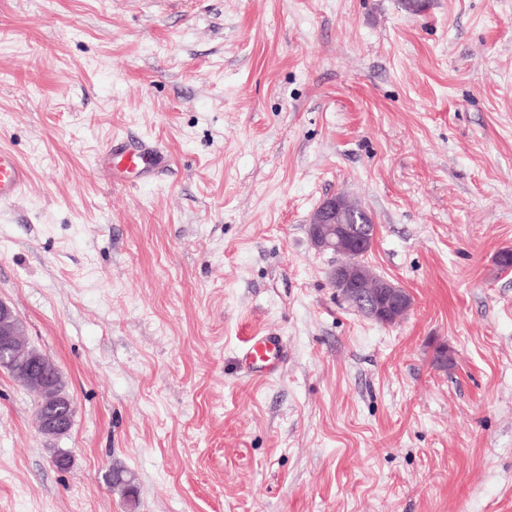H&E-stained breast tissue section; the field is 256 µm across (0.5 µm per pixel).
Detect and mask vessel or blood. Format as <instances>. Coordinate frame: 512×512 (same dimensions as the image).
Here are the masks:
<instances>
[{"label":"vessel or blood","mask_w":512,"mask_h":512,"mask_svg":"<svg viewBox=\"0 0 512 512\" xmlns=\"http://www.w3.org/2000/svg\"><path fill=\"white\" fill-rule=\"evenodd\" d=\"M171 158L156 141L136 138H115L97 156L96 164L109 175L125 172L143 181H152L166 172ZM29 182V170L8 148L0 147V205L13 203ZM282 338L274 333L255 337L243 349L245 363L265 376L272 371L273 359L279 358Z\"/></svg>","instance_id":"1"}]
</instances>
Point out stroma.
I'll return each instance as SVG.
<instances>
[{
    "label": "stroma",
    "instance_id": "1",
    "mask_svg": "<svg viewBox=\"0 0 512 512\" xmlns=\"http://www.w3.org/2000/svg\"><path fill=\"white\" fill-rule=\"evenodd\" d=\"M127 133L171 168L113 185ZM0 145V300L75 406L0 370V512H512V0H0ZM337 193L395 326L310 243ZM29 182V170L8 148L0 147V205L13 203ZM329 280L345 301L381 325L399 324L413 304L405 288L375 276L364 262L336 264L329 272ZM282 350V338L274 333L255 337L252 342L243 349L242 357L245 363L258 376L268 377V373L274 370L275 366L268 363L271 359H279Z\"/></svg>",
    "mask_w": 512,
    "mask_h": 512
}]
</instances>
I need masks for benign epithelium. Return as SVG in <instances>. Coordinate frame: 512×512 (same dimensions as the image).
Here are the masks:
<instances>
[{
  "label": "benign epithelium",
  "instance_id": "benign-epithelium-1",
  "mask_svg": "<svg viewBox=\"0 0 512 512\" xmlns=\"http://www.w3.org/2000/svg\"><path fill=\"white\" fill-rule=\"evenodd\" d=\"M368 213L338 193L323 201L309 225L312 246L320 252L351 256L370 251L375 236L365 222ZM336 292L365 317L395 326L408 314L412 297L402 286L374 275L364 262L338 263L329 272ZM0 366L23 373L28 390L35 394L38 431L51 435L71 427L72 401L56 390V372L44 356L29 351L23 326L13 309L0 301Z\"/></svg>",
  "mask_w": 512,
  "mask_h": 512
}]
</instances>
